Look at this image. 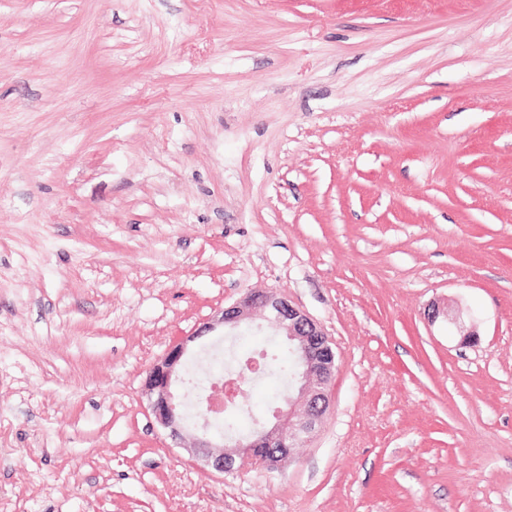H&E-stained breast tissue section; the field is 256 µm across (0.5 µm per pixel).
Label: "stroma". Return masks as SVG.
I'll return each instance as SVG.
<instances>
[{
	"mask_svg": "<svg viewBox=\"0 0 512 512\" xmlns=\"http://www.w3.org/2000/svg\"><path fill=\"white\" fill-rule=\"evenodd\" d=\"M251 290L331 404L221 476L142 389ZM0 512H512V0H0Z\"/></svg>",
	"mask_w": 512,
	"mask_h": 512,
	"instance_id": "1",
	"label": "stroma"
}]
</instances>
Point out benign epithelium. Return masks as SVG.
Masks as SVG:
<instances>
[{"label": "benign epithelium", "instance_id": "7a95c632", "mask_svg": "<svg viewBox=\"0 0 512 512\" xmlns=\"http://www.w3.org/2000/svg\"><path fill=\"white\" fill-rule=\"evenodd\" d=\"M258 310L265 313V321L275 335L298 355L299 372L288 386L284 405L274 409L266 426L216 453L213 448L217 447L218 436L211 435L207 426L211 419L238 406L241 374L214 381L198 395L196 403L203 418L200 429L184 418L177 387L183 380L185 361L201 338L220 327L233 331L249 328ZM335 367L336 354L319 322L272 292L249 291L232 306L217 311L194 335L175 341L149 370L144 395L156 422L176 442L191 437L189 451L210 471H239L254 459L279 469L291 457L292 449L315 431L327 411Z\"/></svg>", "mask_w": 512, "mask_h": 512}]
</instances>
